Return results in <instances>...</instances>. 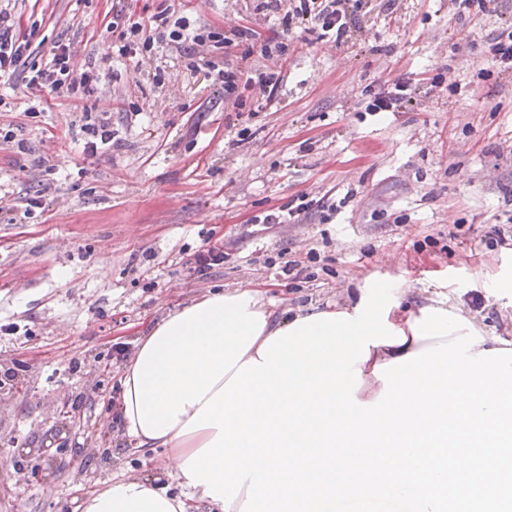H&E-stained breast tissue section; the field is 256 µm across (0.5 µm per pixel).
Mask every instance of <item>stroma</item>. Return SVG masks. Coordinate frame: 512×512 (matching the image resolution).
Returning <instances> with one entry per match:
<instances>
[{
  "instance_id": "1",
  "label": "stroma",
  "mask_w": 512,
  "mask_h": 512,
  "mask_svg": "<svg viewBox=\"0 0 512 512\" xmlns=\"http://www.w3.org/2000/svg\"><path fill=\"white\" fill-rule=\"evenodd\" d=\"M298 4L9 0L29 62L63 43L75 73L99 79L73 101L33 98L21 69L0 77V128L15 135L0 141V456L13 462L0 512H81L105 482L158 474L159 451L118 426V377L149 327L208 289L251 282L306 308L368 277L425 288L443 273L489 330L512 334L492 289L469 285L475 267L512 262V69L486 62L512 0H344L340 43L294 17ZM166 8L249 26L288 54L204 46L192 71L164 44L117 60L113 15ZM212 63L283 81L270 100L254 83L228 92ZM400 83L409 96L368 111ZM87 111L114 135L93 157ZM303 197L298 218L255 223ZM217 244L223 264L199 275L196 254Z\"/></svg>"
}]
</instances>
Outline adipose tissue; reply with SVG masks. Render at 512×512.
<instances>
[{"mask_svg":"<svg viewBox=\"0 0 512 512\" xmlns=\"http://www.w3.org/2000/svg\"><path fill=\"white\" fill-rule=\"evenodd\" d=\"M398 307L388 321L408 331L426 307L445 309L467 318L476 329L484 324L478 312L451 293L428 288L420 293L396 290ZM321 306L279 308L265 289L250 283L210 290L183 307L168 312L142 336L120 377L118 414L125 435L139 448H162L164 476L180 486L169 495L154 478L130 474L106 483L81 503V512H239L242 499L230 508L191 487L183 462L214 438L213 428L182 434L181 428L245 361L257 358L265 340L295 321L321 313ZM431 339L409 336L404 344L371 348L361 362L363 383L359 401L375 400L383 388L376 366L431 346Z\"/></svg>","mask_w":512,"mask_h":512,"instance_id":"obj_1","label":"adipose tissue"}]
</instances>
